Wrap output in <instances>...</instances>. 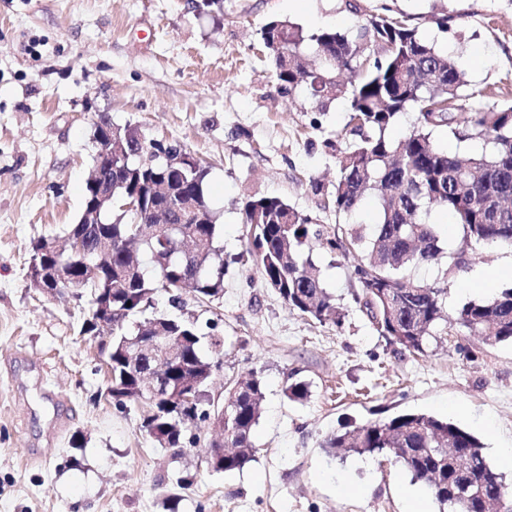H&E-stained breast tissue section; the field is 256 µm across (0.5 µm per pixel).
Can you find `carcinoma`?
<instances>
[{"label":"carcinoma","mask_w":512,"mask_h":512,"mask_svg":"<svg viewBox=\"0 0 512 512\" xmlns=\"http://www.w3.org/2000/svg\"><path fill=\"white\" fill-rule=\"evenodd\" d=\"M263 48L272 62L279 90L292 93L304 85L318 112L339 98L347 100L348 120L336 139L324 140L336 157V179L326 187L312 184L316 195L336 214L348 215L368 198L377 201L378 222L370 232L360 224L336 223L329 229L313 221L278 197L261 196L245 202L248 261L264 283L277 285L289 310L324 324L341 327L344 313L326 288L313 253L345 259L359 251L352 265L354 298L376 333L393 352L424 355L455 330L482 336L491 344L512 343V287L491 298L471 300L454 314L447 311L448 287L475 261L474 249L484 245L512 247V103L480 109L466 94L465 73L450 55L418 35L403 19L377 14L354 37L340 31L308 34L282 20H272L261 30ZM418 112V126L399 139L386 131L400 115ZM444 128L460 141L478 140L482 150L461 158L434 143L432 131ZM96 130L112 132L116 165L101 174L116 188L112 202L96 211L90 186H85L81 218L70 225L90 248L102 238L112 239V257L91 254L77 262L80 276L112 290L114 305L129 310L112 323V387L116 404L138 402L136 383L124 356L127 338L156 335V327L170 332L167 321L154 317L130 329L129 318L150 306L159 290L179 299L178 282L193 279L197 296L209 299L224 288L218 275L214 248L218 224L207 196V169L199 170L178 144L135 140L134 129L114 125L99 116ZM168 182L178 194L199 198L208 224L202 236L210 243L199 246L189 260L177 253L176 238L165 224L142 231L143 218L116 209L120 197L138 193L142 212L165 209L171 223L184 214L175 199L158 190ZM439 206L455 217L464 246L445 248L430 210ZM448 258L446 279L432 284L418 281L413 266L440 264ZM182 356L200 369L217 363L201 355L202 334L187 320L173 330ZM265 398L261 373L253 370L230 384L224 397V457L214 464L217 472H232L248 463L256 448L255 428ZM206 406L154 405V418L142 432L164 448H184L185 424L205 421ZM322 447L332 454L391 457L415 483L424 485L440 512H512V498L503 476L487 461L483 445L457 424L426 413H402L371 420L327 437ZM465 455L460 469H448L446 459Z\"/></svg>","instance_id":"obj_1"}]
</instances>
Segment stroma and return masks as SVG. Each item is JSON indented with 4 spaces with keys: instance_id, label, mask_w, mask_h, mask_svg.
<instances>
[{
    "instance_id": "stroma-1",
    "label": "stroma",
    "mask_w": 512,
    "mask_h": 512,
    "mask_svg": "<svg viewBox=\"0 0 512 512\" xmlns=\"http://www.w3.org/2000/svg\"><path fill=\"white\" fill-rule=\"evenodd\" d=\"M385 7L457 60L482 107L504 102L512 0H224L220 12L187 0H0V512H407L415 495L439 512L393 458L322 448L347 426L410 412L476 436L512 488L499 454L512 448V344L451 334L426 356L397 357L354 300L350 261L314 256L345 314L336 327L291 312L247 259L241 208L251 196L336 224L310 182L334 180L322 142L347 120L344 100L316 112L303 88L279 92L262 27L282 19L353 36ZM102 113L181 144L209 169L223 295L206 305L184 290L175 306L161 292L154 310L223 338L220 355L202 349L219 364L211 393L261 371L257 451L243 469L211 471L206 434L180 453L155 445L138 405L106 395L100 340L79 333L86 303L30 285L31 242L64 237L82 214ZM41 378L62 428L34 409ZM294 381L308 383L305 400L285 395Z\"/></svg>"
}]
</instances>
